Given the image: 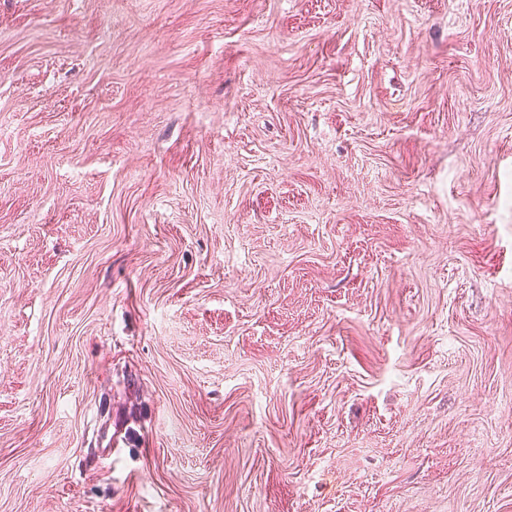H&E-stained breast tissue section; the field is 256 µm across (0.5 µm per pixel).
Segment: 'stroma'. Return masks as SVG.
<instances>
[{
    "label": "stroma",
    "instance_id": "stroma-1",
    "mask_svg": "<svg viewBox=\"0 0 512 512\" xmlns=\"http://www.w3.org/2000/svg\"><path fill=\"white\" fill-rule=\"evenodd\" d=\"M0 512H512V0H0Z\"/></svg>",
    "mask_w": 512,
    "mask_h": 512
}]
</instances>
